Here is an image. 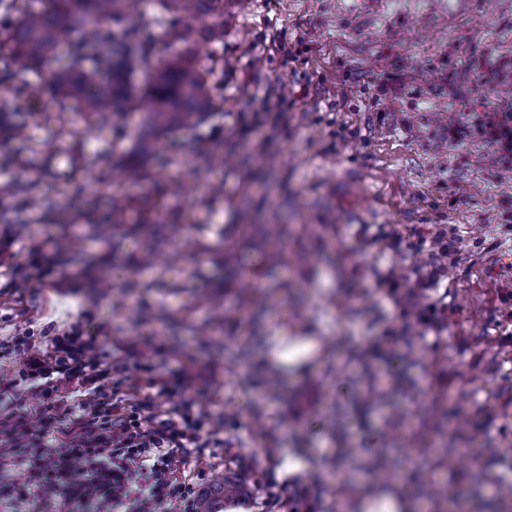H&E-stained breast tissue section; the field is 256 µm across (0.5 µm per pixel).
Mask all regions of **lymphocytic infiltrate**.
I'll return each mask as SVG.
<instances>
[{
    "mask_svg": "<svg viewBox=\"0 0 512 512\" xmlns=\"http://www.w3.org/2000/svg\"><path fill=\"white\" fill-rule=\"evenodd\" d=\"M18 355L19 370L0 377V454L21 455L25 481L94 512H195L196 489L173 473L174 453L210 441L191 413L160 418L154 399L126 408L114 402L92 340L71 330L41 342L22 333L0 340V355ZM26 385L28 411L12 392ZM64 455L48 452L50 442ZM89 477L73 482L70 462Z\"/></svg>",
    "mask_w": 512,
    "mask_h": 512,
    "instance_id": "1",
    "label": "lymphocytic infiltrate"
}]
</instances>
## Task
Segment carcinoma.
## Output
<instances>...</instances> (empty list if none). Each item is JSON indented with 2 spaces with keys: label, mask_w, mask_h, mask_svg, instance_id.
Listing matches in <instances>:
<instances>
[{
  "label": "carcinoma",
  "mask_w": 512,
  "mask_h": 512,
  "mask_svg": "<svg viewBox=\"0 0 512 512\" xmlns=\"http://www.w3.org/2000/svg\"><path fill=\"white\" fill-rule=\"evenodd\" d=\"M141 0H0V86L22 90L36 99L43 93L39 80L48 82L51 103L60 112L83 117H104L132 107L144 113L152 129L188 125L210 110L215 84L212 67L200 66L187 49H178L201 35L224 39V0H155L160 13L150 23L133 19ZM162 30L172 48L159 59L149 24ZM149 79L136 84L138 74ZM359 362L369 389L375 364L360 349ZM260 383L276 398L285 395L278 371L260 374ZM448 403V388L437 389L432 407L406 432L398 416L392 426L400 438L388 439L375 455V465L387 476L390 462L402 442L417 449V456L440 467L454 464L461 455L456 433L447 432L437 417ZM244 479L229 474L200 495L196 512H220L224 500L239 492ZM403 491L413 502L448 498V488L434 484H407Z\"/></svg>",
  "instance_id": "1"
}]
</instances>
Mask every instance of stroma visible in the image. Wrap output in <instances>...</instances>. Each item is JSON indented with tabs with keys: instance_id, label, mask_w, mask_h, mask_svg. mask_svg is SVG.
I'll return each instance as SVG.
<instances>
[{
	"instance_id": "stroma-1",
	"label": "stroma",
	"mask_w": 512,
	"mask_h": 512,
	"mask_svg": "<svg viewBox=\"0 0 512 512\" xmlns=\"http://www.w3.org/2000/svg\"><path fill=\"white\" fill-rule=\"evenodd\" d=\"M193 48L224 66L215 104L188 127L116 112L101 131L0 90V334L79 328L117 400L199 416L220 445L177 454L179 479L202 492L226 472L262 476L226 512H266L271 497L285 512L289 487L309 484L316 512H363L409 480L462 492L446 512L495 505L512 483V307L500 299L512 289V165L477 121L512 104V0H227L223 41ZM133 162L140 176L121 182ZM91 194L88 213L63 202ZM252 224L284 225L289 253L309 261L270 271ZM439 228L454 237L442 263L427 239ZM418 267L439 270L420 301L441 325L418 327L423 358L400 365L394 400L414 412L451 386L446 421L467 423L466 462L404 464L386 481L351 470L362 491L339 498L326 460L343 445L371 459L388 431L359 396L358 367L336 362L370 349L388 370L405 322L392 283ZM483 336L494 350L480 357ZM280 362L290 401L258 402L256 369ZM327 398L346 428L323 418ZM490 399L508 413H488Z\"/></svg>"
}]
</instances>
